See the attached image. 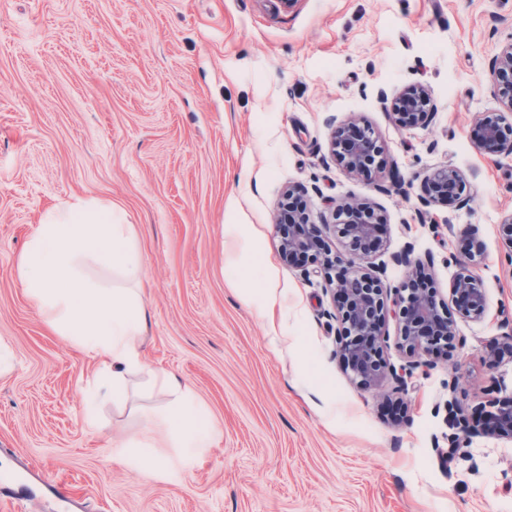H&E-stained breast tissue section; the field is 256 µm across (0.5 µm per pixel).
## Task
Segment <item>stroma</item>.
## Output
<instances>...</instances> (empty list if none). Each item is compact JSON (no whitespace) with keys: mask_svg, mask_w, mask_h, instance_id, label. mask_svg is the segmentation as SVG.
Listing matches in <instances>:
<instances>
[{"mask_svg":"<svg viewBox=\"0 0 512 512\" xmlns=\"http://www.w3.org/2000/svg\"><path fill=\"white\" fill-rule=\"evenodd\" d=\"M512 43V0H0V512H512V442L470 434L444 459L446 403L473 419L512 397V154L473 148L481 113L500 108L488 70ZM427 86L437 110L397 126L389 99ZM355 119L383 146L356 174L329 154ZM471 201L423 206L424 173L446 162ZM297 187L312 223L334 204L387 218L384 283L411 251L451 308L465 237L486 315L403 392L366 389L334 356L335 299L315 266L280 258L275 215ZM79 196L133 224L150 311L149 369L176 374L221 429L218 447L147 477L99 430L151 423L163 398L142 374L128 396L87 410L93 360L54 332L17 276L42 213ZM248 225L264 257L232 263L224 227ZM283 290L243 304L263 259Z\"/></svg>","mask_w":512,"mask_h":512,"instance_id":"35a3bbf8","label":"stroma"}]
</instances>
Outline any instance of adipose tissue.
Returning <instances> with one entry per match:
<instances>
[{
    "mask_svg": "<svg viewBox=\"0 0 512 512\" xmlns=\"http://www.w3.org/2000/svg\"><path fill=\"white\" fill-rule=\"evenodd\" d=\"M116 274L108 287L89 268ZM18 276L48 324L97 364L90 388L97 400L125 398L131 377L144 372L149 312L139 285L144 267L134 229L109 203L74 198L46 211L21 254ZM153 380L167 409L150 427L112 436V452L131 470L154 475L187 465L215 447L220 430L191 388L167 372Z\"/></svg>",
    "mask_w": 512,
    "mask_h": 512,
    "instance_id": "1",
    "label": "adipose tissue"
}]
</instances>
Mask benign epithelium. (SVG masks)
Listing matches in <instances>:
<instances>
[{
	"mask_svg": "<svg viewBox=\"0 0 512 512\" xmlns=\"http://www.w3.org/2000/svg\"><path fill=\"white\" fill-rule=\"evenodd\" d=\"M491 81L498 101L505 112H485L477 121L474 147L481 154L512 152V130L507 113L512 112V43L493 59ZM435 110L431 92L422 85L407 87L395 102L394 116L403 128L411 129L426 123ZM381 152L375 132L355 120L337 125L331 138V155L336 163L350 173L366 171L368 163ZM431 196L437 200H453L461 206L468 203L464 196L466 184L453 163L444 164L424 177ZM295 190L290 188L282 202L276 232L280 239V255L287 265L299 264L310 258L319 264L325 289L342 297L341 327L336 332V359L362 387H380L392 379L405 387L404 375L420 367L433 365L431 357L448 350L457 340L454 321L444 315L440 303L428 288L419 283L425 280V266L411 261L410 253L398 257V262L411 267L407 282L394 289V305L399 307V349L410 358L408 364L396 367L383 355L385 327L389 313L387 289L382 276L386 267L372 261L380 247L385 216L364 202L347 201L336 207L338 232L345 239L349 259L322 255V226L312 224L306 213L287 215L285 210ZM481 258L479 241L458 261V270L449 284V296L457 311L472 319L484 316L488 303L483 281L473 267ZM485 430L502 439L512 440V399L491 401ZM448 425L467 432L469 424L459 413L456 400L447 404Z\"/></svg>",
	"mask_w": 512,
	"mask_h": 512,
	"instance_id": "benign-epithelium-1",
	"label": "benign epithelium"
}]
</instances>
